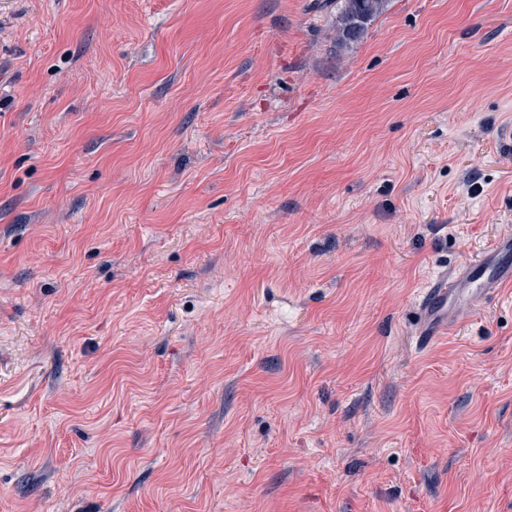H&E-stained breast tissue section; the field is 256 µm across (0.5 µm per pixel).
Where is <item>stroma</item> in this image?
<instances>
[{
    "instance_id": "stroma-1",
    "label": "stroma",
    "mask_w": 512,
    "mask_h": 512,
    "mask_svg": "<svg viewBox=\"0 0 512 512\" xmlns=\"http://www.w3.org/2000/svg\"><path fill=\"white\" fill-rule=\"evenodd\" d=\"M0 0V512H512V0ZM336 15V40L343 46L360 41L383 14L390 0H341ZM511 283L512 237H508L427 282L418 303L423 322L419 336L426 340L447 332L478 300L497 296Z\"/></svg>"
}]
</instances>
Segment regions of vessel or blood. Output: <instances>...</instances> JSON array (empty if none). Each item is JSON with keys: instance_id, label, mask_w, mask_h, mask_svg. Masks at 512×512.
<instances>
[{"instance_id": "1", "label": "vessel or blood", "mask_w": 512, "mask_h": 512, "mask_svg": "<svg viewBox=\"0 0 512 512\" xmlns=\"http://www.w3.org/2000/svg\"><path fill=\"white\" fill-rule=\"evenodd\" d=\"M512 284V237L497 240L463 265L433 276L422 289L418 308L422 338L447 331L477 301L497 296Z\"/></svg>"}]
</instances>
